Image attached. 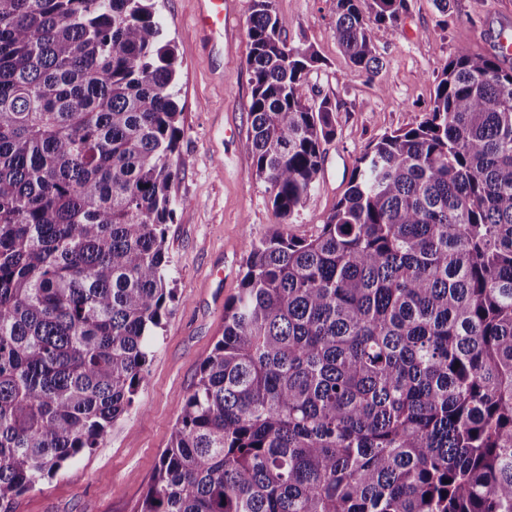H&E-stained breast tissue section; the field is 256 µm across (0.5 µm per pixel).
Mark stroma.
Instances as JSON below:
<instances>
[{
  "label": "stroma",
  "instance_id": "stroma-1",
  "mask_svg": "<svg viewBox=\"0 0 512 512\" xmlns=\"http://www.w3.org/2000/svg\"><path fill=\"white\" fill-rule=\"evenodd\" d=\"M181 62L178 100L184 134L172 162L177 213L168 229L174 309L157 331L135 402L92 454L67 463L13 503V512H136L167 447L201 362L224 328V305L245 272L252 241L280 218L246 147L250 75L246 21L252 0H228L223 36L196 23L197 0H153ZM288 22L289 45L313 47L322 59L301 87L304 100H328L335 137L290 232L314 234L343 193L357 160L382 135L418 125L429 112L435 77L459 49L494 54L512 36V0H405L397 29L374 28L380 68L354 69L333 35L331 0H274Z\"/></svg>",
  "mask_w": 512,
  "mask_h": 512
}]
</instances>
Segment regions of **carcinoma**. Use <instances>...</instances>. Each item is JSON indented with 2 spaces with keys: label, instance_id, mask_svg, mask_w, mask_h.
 I'll list each match as a JSON object with an SVG mask.
<instances>
[{
  "label": "carcinoma",
  "instance_id": "obj_1",
  "mask_svg": "<svg viewBox=\"0 0 512 512\" xmlns=\"http://www.w3.org/2000/svg\"><path fill=\"white\" fill-rule=\"evenodd\" d=\"M353 68L404 0H333ZM247 18L250 244L137 512H512V68L462 48L317 234L320 63ZM179 59L152 0H0V509L99 447L172 310Z\"/></svg>",
  "mask_w": 512,
  "mask_h": 512
}]
</instances>
